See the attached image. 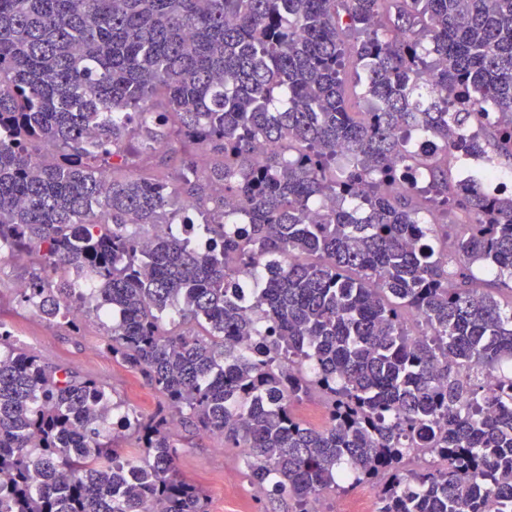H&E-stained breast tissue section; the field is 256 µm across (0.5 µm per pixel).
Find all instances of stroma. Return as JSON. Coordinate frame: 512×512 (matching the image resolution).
Masks as SVG:
<instances>
[{
    "label": "stroma",
    "instance_id": "stroma-1",
    "mask_svg": "<svg viewBox=\"0 0 512 512\" xmlns=\"http://www.w3.org/2000/svg\"><path fill=\"white\" fill-rule=\"evenodd\" d=\"M32 262L15 261L9 253H0V316L9 325L18 347L35 351L45 362L67 367L104 383L113 399H122L144 415H153L163 398L142 377L117 361L101 347L105 329L95 316H88L79 334H71L29 312L18 302L17 287L27 280ZM181 475L197 484L207 494L208 512H283L282 502L260 494L247 477L242 449L225 447L214 435H196L179 431ZM238 475L234 494L223 492L225 471Z\"/></svg>",
    "mask_w": 512,
    "mask_h": 512
}]
</instances>
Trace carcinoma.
Here are the masks:
<instances>
[{
	"instance_id": "cac0c4a2",
	"label": "carcinoma",
	"mask_w": 512,
	"mask_h": 512,
	"mask_svg": "<svg viewBox=\"0 0 512 512\" xmlns=\"http://www.w3.org/2000/svg\"><path fill=\"white\" fill-rule=\"evenodd\" d=\"M488 104L512 157V0H0V252L38 261L19 303L73 330L112 309L105 350L165 398L147 417L0 321V512H205L175 422L245 449L288 512L343 483L378 512L511 504L512 376L482 372L512 366V307L477 284L512 279V193L448 179L459 152L497 169ZM440 208L475 217L445 247ZM314 396L322 428L295 413Z\"/></svg>"
}]
</instances>
